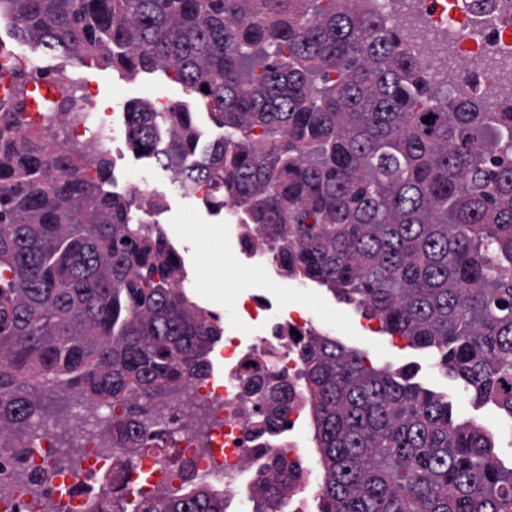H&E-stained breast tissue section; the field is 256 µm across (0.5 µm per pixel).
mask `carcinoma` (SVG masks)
<instances>
[{"label": "carcinoma", "mask_w": 512, "mask_h": 512, "mask_svg": "<svg viewBox=\"0 0 512 512\" xmlns=\"http://www.w3.org/2000/svg\"><path fill=\"white\" fill-rule=\"evenodd\" d=\"M4 15L18 39L81 66L173 72L224 136L202 148L184 105L138 102L132 149L184 171L185 194L224 197L287 276L432 350L512 419V93L439 83L378 0H0ZM24 94L0 111V448L22 466L23 437L73 389L112 408V447L156 448L144 402L207 379L224 327L176 287L184 264L166 234L107 189L103 153L23 129ZM294 345L318 512H512V467L444 397L316 331ZM245 380L260 436L290 386ZM299 473L274 458L251 512H281ZM175 476L192 488L119 512H225L224 493Z\"/></svg>", "instance_id": "cac0c4a2"}]
</instances>
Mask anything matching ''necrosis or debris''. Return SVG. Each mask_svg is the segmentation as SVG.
<instances>
[{"label": "necrosis or debris", "mask_w": 512, "mask_h": 512, "mask_svg": "<svg viewBox=\"0 0 512 512\" xmlns=\"http://www.w3.org/2000/svg\"><path fill=\"white\" fill-rule=\"evenodd\" d=\"M465 2L454 14L428 6L427 0H413L412 6L425 16L435 44L453 46L456 60L485 62L481 90L488 97L500 95L504 87H512V42L506 38L512 31V0ZM45 84L54 94L39 99L38 111L27 113L29 126L41 125L42 111L48 108L55 114L53 133L59 140L86 136L105 146L128 138V127L100 115L89 122L73 121L71 108L93 113L97 91L91 83L75 82L57 71L49 73ZM264 309L258 298L241 302L226 296L224 324L230 335L224 346L223 379H207L189 386L186 394L170 397L158 406L154 419L155 428L171 432L174 453L228 501L240 495L244 478H257L271 457L285 455L297 461L304 448L298 437L304 398L298 389L274 433L258 439L249 435L262 408L246 394L244 374L253 368L275 371L294 384L302 360L288 333L303 334L314 327L312 319L292 312L270 335L252 334L251 323ZM68 452L74 454L76 465H60V457ZM6 459L0 453V483L9 488L0 496V512H90L94 507L112 512L118 495L157 489L156 484L141 483L139 475L153 469L158 457L145 450L113 447L105 420L94 411L64 433L45 427L21 468L5 469Z\"/></svg>", "instance_id": "1"}]
</instances>
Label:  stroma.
<instances>
[{"mask_svg": "<svg viewBox=\"0 0 512 512\" xmlns=\"http://www.w3.org/2000/svg\"><path fill=\"white\" fill-rule=\"evenodd\" d=\"M0 42L16 54L29 58L49 70H63L95 84L97 109L123 112L131 102L167 98L188 105L197 114V126L205 142L215 140L220 131L200 110L181 85L164 76L139 73L128 76L109 67L72 64L66 54H46L30 43L13 37L9 27L0 26ZM114 179L113 191L124 193L128 183L150 177L157 197L167 202L156 218L170 242L184 258L187 282L193 283L195 301L216 313L224 311L228 293L248 296L259 294L271 305L269 324L256 327L259 335L269 334L283 313L300 311L311 316L316 330L336 338L346 347L367 353L374 366L416 368V382L443 395L453 405L456 418L479 423L494 438L503 461L512 460V419L494 406L479 407L461 390L457 379L436 367L431 353L409 347L404 339L380 331L376 321L368 320L354 306L342 303L315 284L282 276L275 264L262 263L260 257L241 252L234 217L227 212L214 213L199 198L182 196L170 181L169 169L154 160L139 157L124 140L106 149Z\"/></svg>", "mask_w": 512, "mask_h": 512, "instance_id": "1", "label": "stroma"}]
</instances>
